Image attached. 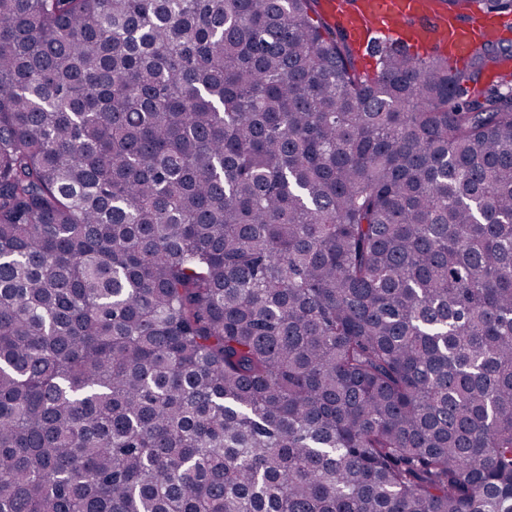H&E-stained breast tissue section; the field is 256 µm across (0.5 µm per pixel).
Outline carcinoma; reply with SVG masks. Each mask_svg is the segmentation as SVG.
<instances>
[{
  "label": "carcinoma",
  "instance_id": "obj_1",
  "mask_svg": "<svg viewBox=\"0 0 512 512\" xmlns=\"http://www.w3.org/2000/svg\"><path fill=\"white\" fill-rule=\"evenodd\" d=\"M319 6L0 0V512H512V40ZM323 11L346 30L359 48L370 46L374 40L371 37L379 34L396 37L401 32L400 40L414 50L420 45L447 47L448 61L458 65L496 34L490 21L460 23L425 0H359L353 9L345 8L342 0H325L321 12L333 24ZM366 29H370V35Z\"/></svg>",
  "mask_w": 512,
  "mask_h": 512
}]
</instances>
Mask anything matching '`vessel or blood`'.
<instances>
[{
  "mask_svg": "<svg viewBox=\"0 0 512 512\" xmlns=\"http://www.w3.org/2000/svg\"><path fill=\"white\" fill-rule=\"evenodd\" d=\"M323 11L358 47L370 46L372 37L379 34L398 35L414 48H447L449 61L457 64L496 32L492 22L461 23L429 0H358L352 9L342 0H324Z\"/></svg>",
  "mask_w": 512,
  "mask_h": 512,
  "instance_id": "obj_1",
  "label": "vessel or blood"
}]
</instances>
